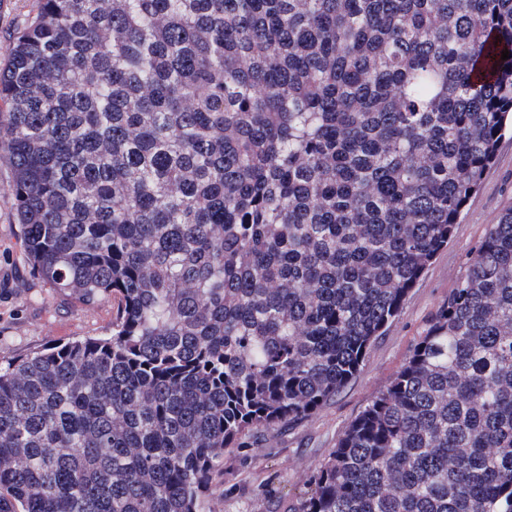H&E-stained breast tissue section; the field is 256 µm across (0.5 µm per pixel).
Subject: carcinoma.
<instances>
[{
    "instance_id": "obj_1",
    "label": "carcinoma",
    "mask_w": 512,
    "mask_h": 512,
    "mask_svg": "<svg viewBox=\"0 0 512 512\" xmlns=\"http://www.w3.org/2000/svg\"><path fill=\"white\" fill-rule=\"evenodd\" d=\"M37 3L0 68L25 256L116 310L0 364V512H204L448 244L512 126V0ZM288 512H512V206Z\"/></svg>"
}]
</instances>
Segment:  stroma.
Wrapping results in <instances>:
<instances>
[{
  "instance_id": "obj_1",
  "label": "stroma",
  "mask_w": 512,
  "mask_h": 512,
  "mask_svg": "<svg viewBox=\"0 0 512 512\" xmlns=\"http://www.w3.org/2000/svg\"><path fill=\"white\" fill-rule=\"evenodd\" d=\"M13 170L0 159V361L112 332V302L97 306L51 287L27 264L8 186ZM512 205V134L471 195L447 247L411 289L400 313L370 348L360 372L311 417L259 429L226 451L205 512H288L311 490V477L350 423L393 379L478 249L488 225Z\"/></svg>"
}]
</instances>
